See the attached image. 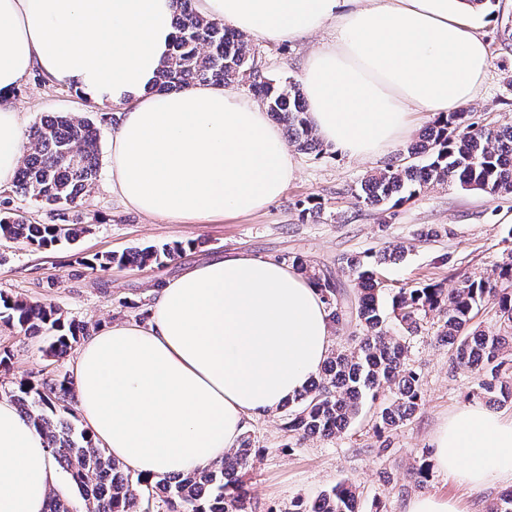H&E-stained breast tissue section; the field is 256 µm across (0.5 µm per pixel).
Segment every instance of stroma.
I'll return each instance as SVG.
<instances>
[{
    "label": "stroma",
    "instance_id": "obj_1",
    "mask_svg": "<svg viewBox=\"0 0 512 512\" xmlns=\"http://www.w3.org/2000/svg\"><path fill=\"white\" fill-rule=\"evenodd\" d=\"M496 8V15L483 17L477 27L489 48L490 68L481 96L468 109L475 118L512 124V40L504 35L505 27H512V9L503 0ZM333 37L334 29L328 26L291 43H271L256 35L251 41L264 75L299 82L310 51ZM13 102L27 128L55 112L91 118L101 129L100 176L80 206L65 213L0 190V202H8L10 209L31 221H78L88 227L74 245L48 250L0 239V293L53 305L66 318L90 321L102 329L115 321L148 320L156 290L169 279L234 250L286 264L293 256H302L316 272H333L349 291L354 283L338 264L347 253L404 244L405 257L385 271L390 283H438L450 289L461 273L476 279L492 277L504 253L512 249V196L465 191L448 182L430 184L408 201L382 210L358 204L352 196L367 174L419 138L433 121L427 112L412 114L406 140L372 157L350 158L327 147L296 152L295 178L260 212L208 224H173L129 211L112 192L110 141L119 107L84 98L36 71L15 89ZM314 197L321 204L317 212L307 209ZM426 225L440 227L441 236L420 240L417 232ZM174 241L185 242L184 252L161 266L115 265L94 274L80 264L84 256ZM439 324V315L429 313L420 331L408 339V362L420 377L424 399L419 411L392 432L388 455L378 456L373 433L379 404L388 398L384 392L377 401L365 403L346 432L328 440L310 439L290 450L284 447L280 416L249 422L247 432L265 450L250 473L254 512H288L292 502L313 499L342 480L356 486L362 512H405L408 500L419 494L451 499L459 512H492L506 485L469 487L435 469L427 481H414V468L432 457L433 433L459 408L475 403L478 389L477 375L457 366L447 347L435 342ZM3 348L11 353L8 371L0 370V386L6 388L50 371L73 370L74 356L54 361L39 339L0 324Z\"/></svg>",
    "mask_w": 512,
    "mask_h": 512
}]
</instances>
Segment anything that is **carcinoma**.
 I'll use <instances>...</instances> for the list:
<instances>
[{"label": "carcinoma", "instance_id": "carcinoma-1", "mask_svg": "<svg viewBox=\"0 0 512 512\" xmlns=\"http://www.w3.org/2000/svg\"><path fill=\"white\" fill-rule=\"evenodd\" d=\"M175 3L172 50L153 88L229 87L247 79L270 116L284 125L289 143L299 151L318 150L299 84L258 74L255 50L244 33L201 17L193 0ZM100 137V127L83 116L61 113L42 119L28 130L26 155L12 192L54 207H77L99 176ZM445 181L492 196L512 195V125L478 122L469 112H450L447 121H433L406 153L366 177L354 197L366 206L383 208L408 199L427 184ZM85 232L84 224H38L0 211V236L36 249L76 242ZM183 250L179 242L149 245L121 254L83 257L81 264L91 271H104L114 263L161 265ZM406 252V246L395 244L376 253L339 258L341 269L356 282L352 298L331 277L310 273L303 259L292 260L319 288L332 325L342 329L354 322L362 330L354 347L331 352L319 381L288 400L291 409L282 427L295 444L313 437H336L359 415L365 400L376 399L385 388L392 396L377 412V435L410 420L420 406L422 391L419 376L407 364V337L419 331L430 311L441 316L436 341L448 346L457 365L476 374L490 372V379L478 383L480 393L499 402L512 400V376L501 378L505 366L501 337L472 324L474 311L492 300L501 318L512 326V250L499 264L497 278L464 276L448 290L431 283L391 287L381 270L403 259ZM0 323L25 336L40 337L46 343L43 350L57 362L74 343L90 335L88 324L66 319L51 304L2 293ZM8 396L69 475L84 512H252L245 476L261 450L249 433L204 469L134 476L98 447L86 429L68 420L74 399V379L69 374L20 380ZM288 512H360L359 497L341 481L310 503L295 502Z\"/></svg>", "mask_w": 512, "mask_h": 512}]
</instances>
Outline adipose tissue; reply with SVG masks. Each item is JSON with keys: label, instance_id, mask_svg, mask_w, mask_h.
Segmentation results:
<instances>
[{"label": "adipose tissue", "instance_id": "1", "mask_svg": "<svg viewBox=\"0 0 512 512\" xmlns=\"http://www.w3.org/2000/svg\"><path fill=\"white\" fill-rule=\"evenodd\" d=\"M199 15L274 43L325 25L304 94L316 135L368 157L416 112L442 116L480 95L490 66L471 0H196ZM174 0H0V188L24 154L14 89L31 71L121 107L110 183L123 205L175 224L266 208L297 171L256 101L198 85L152 86L174 35ZM332 324L315 283L245 252L198 264L155 296L151 318L116 322L81 347L83 423L140 475L189 473L236 447L318 374ZM432 463L471 487L512 485V418L479 404L435 431ZM58 477L42 436L0 398V512H45Z\"/></svg>", "mask_w": 512, "mask_h": 512}]
</instances>
